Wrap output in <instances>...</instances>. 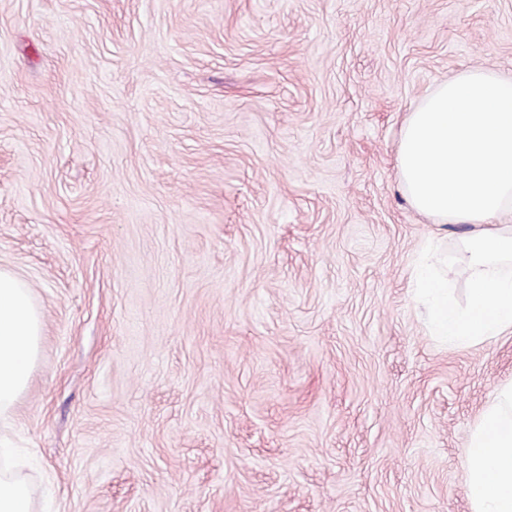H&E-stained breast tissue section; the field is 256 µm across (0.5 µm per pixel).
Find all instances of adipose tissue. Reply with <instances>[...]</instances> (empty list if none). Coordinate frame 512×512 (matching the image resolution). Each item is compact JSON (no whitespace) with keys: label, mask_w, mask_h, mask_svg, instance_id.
<instances>
[{"label":"adipose tissue","mask_w":512,"mask_h":512,"mask_svg":"<svg viewBox=\"0 0 512 512\" xmlns=\"http://www.w3.org/2000/svg\"><path fill=\"white\" fill-rule=\"evenodd\" d=\"M42 332L28 284L0 269V412L24 391ZM463 465L471 512H512V385L482 411Z\"/></svg>","instance_id":"ef3b65f1"}]
</instances>
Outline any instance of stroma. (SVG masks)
<instances>
[{"label": "stroma", "mask_w": 512, "mask_h": 512, "mask_svg": "<svg viewBox=\"0 0 512 512\" xmlns=\"http://www.w3.org/2000/svg\"><path fill=\"white\" fill-rule=\"evenodd\" d=\"M512 78V0H0V267L40 356L30 512H471L512 334L439 342L400 127Z\"/></svg>", "instance_id": "35a3bbf8"}]
</instances>
